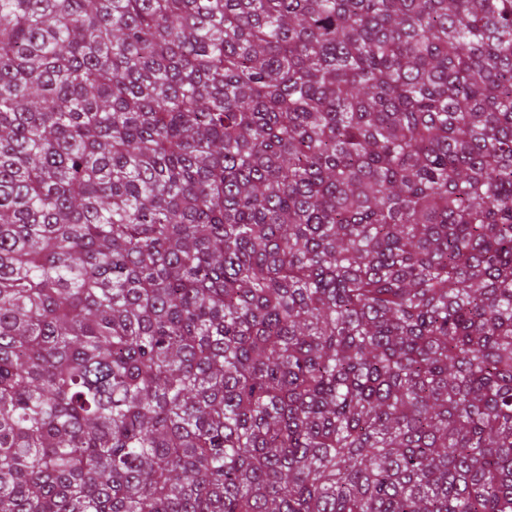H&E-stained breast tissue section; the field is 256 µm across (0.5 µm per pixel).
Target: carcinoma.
<instances>
[{"label":"carcinoma","mask_w":512,"mask_h":512,"mask_svg":"<svg viewBox=\"0 0 512 512\" xmlns=\"http://www.w3.org/2000/svg\"><path fill=\"white\" fill-rule=\"evenodd\" d=\"M0 512H512V0H0Z\"/></svg>","instance_id":"obj_1"}]
</instances>
